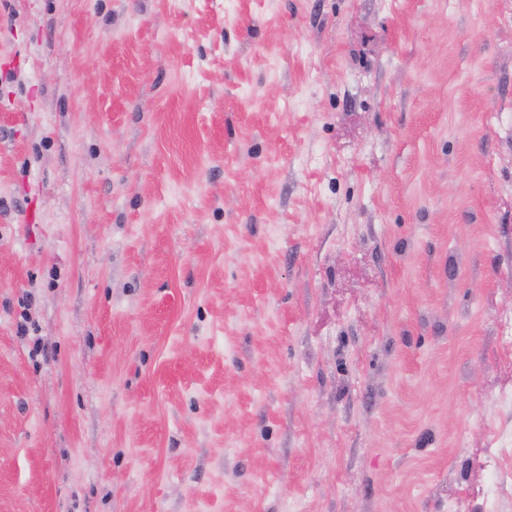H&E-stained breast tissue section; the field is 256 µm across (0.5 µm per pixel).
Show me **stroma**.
<instances>
[{
	"mask_svg": "<svg viewBox=\"0 0 512 512\" xmlns=\"http://www.w3.org/2000/svg\"><path fill=\"white\" fill-rule=\"evenodd\" d=\"M0 512H512V0H0Z\"/></svg>",
	"mask_w": 512,
	"mask_h": 512,
	"instance_id": "stroma-1",
	"label": "stroma"
}]
</instances>
